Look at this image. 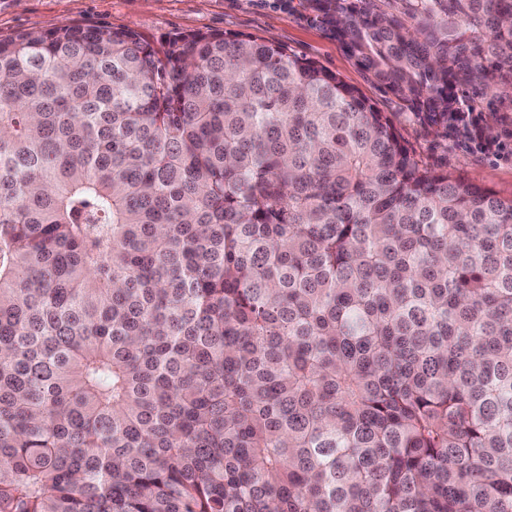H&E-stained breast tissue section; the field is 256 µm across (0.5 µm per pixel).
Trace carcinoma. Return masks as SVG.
Returning a JSON list of instances; mask_svg holds the SVG:
<instances>
[{
  "instance_id": "cac0c4a2",
  "label": "carcinoma",
  "mask_w": 512,
  "mask_h": 512,
  "mask_svg": "<svg viewBox=\"0 0 512 512\" xmlns=\"http://www.w3.org/2000/svg\"><path fill=\"white\" fill-rule=\"evenodd\" d=\"M448 134L512 0H314ZM0 512H512V198L261 38L0 39Z\"/></svg>"
}]
</instances>
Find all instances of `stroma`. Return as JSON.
<instances>
[{
    "label": "stroma",
    "mask_w": 512,
    "mask_h": 512,
    "mask_svg": "<svg viewBox=\"0 0 512 512\" xmlns=\"http://www.w3.org/2000/svg\"><path fill=\"white\" fill-rule=\"evenodd\" d=\"M76 24L130 28L161 46L179 33L253 36L313 60L336 73L392 120L409 150L432 169L512 198V160H499L453 144L420 112L378 83L336 40L312 0H0V39L26 31ZM468 111L492 122L495 136L512 129V71L457 89Z\"/></svg>",
    "instance_id": "1"
}]
</instances>
